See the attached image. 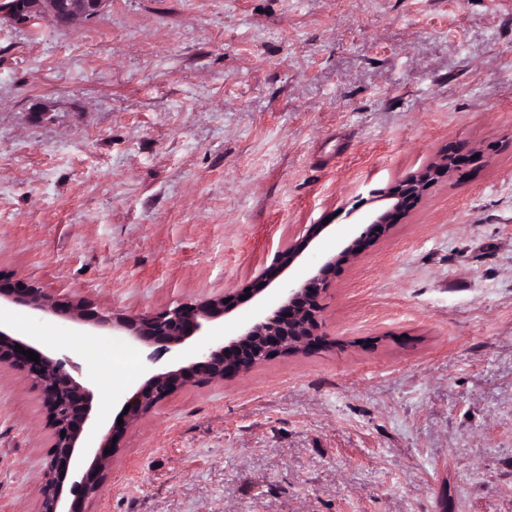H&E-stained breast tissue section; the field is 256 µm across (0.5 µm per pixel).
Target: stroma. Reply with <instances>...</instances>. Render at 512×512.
<instances>
[{
  "label": "stroma",
  "mask_w": 512,
  "mask_h": 512,
  "mask_svg": "<svg viewBox=\"0 0 512 512\" xmlns=\"http://www.w3.org/2000/svg\"><path fill=\"white\" fill-rule=\"evenodd\" d=\"M480 151L322 295L331 347L175 394L87 512H512V0H108L0 15V274L128 313L354 236L372 190ZM94 391L79 459L145 379L108 336L0 305ZM38 390L0 365V512H36ZM108 0H11L0 4L1 14L17 24L50 16L56 23L69 26L100 15Z\"/></svg>",
  "instance_id": "obj_1"
}]
</instances>
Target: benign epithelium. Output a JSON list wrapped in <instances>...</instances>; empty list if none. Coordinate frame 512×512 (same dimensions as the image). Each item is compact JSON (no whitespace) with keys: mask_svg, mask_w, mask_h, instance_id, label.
<instances>
[{"mask_svg":"<svg viewBox=\"0 0 512 512\" xmlns=\"http://www.w3.org/2000/svg\"><path fill=\"white\" fill-rule=\"evenodd\" d=\"M108 0H4L0 13L17 24L30 23L49 16L62 26L90 20L100 15ZM470 157L448 152L411 176L387 189L372 191L374 201L384 205L358 217L355 236L340 246L338 253L326 258L308 277L300 280L279 277L291 269L321 230L312 227L303 238L292 239L276 251L272 265L253 280L246 289L201 298L186 299L174 306L151 312L131 314L112 306H99L77 295H61L50 288L22 279L0 276V301L30 311L44 318L61 319L95 330L117 332L129 343L147 352L146 359L155 360V350L167 351L182 359L183 346L194 336L202 339L188 364L176 370L154 372L140 386L124 396L123 424L113 426L105 435L91 464L76 469L72 463L79 439L92 411L94 394L72 374L75 365L65 357H55L34 345L0 329V364L21 372L38 389L43 398L46 424L50 431L49 450L44 466V481L37 512L65 511L62 493L66 478L72 479L70 492L75 502L85 503L101 491L105 472L112 467L117 445L113 439L134 428L144 417L174 394L190 385L222 384L247 374L258 364L278 356H288L333 345L320 332V300L336 269L358 256L383 237L421 199L438 179L449 177L469 162ZM276 299L259 314L239 323L231 339L210 338L211 325L232 313L241 303L240 297L254 298L263 294L273 282ZM39 355L35 363L16 345ZM111 453H105V450Z\"/></svg>","mask_w":512,"mask_h":512,"instance_id":"7a95c632","label":"benign epithelium"}]
</instances>
